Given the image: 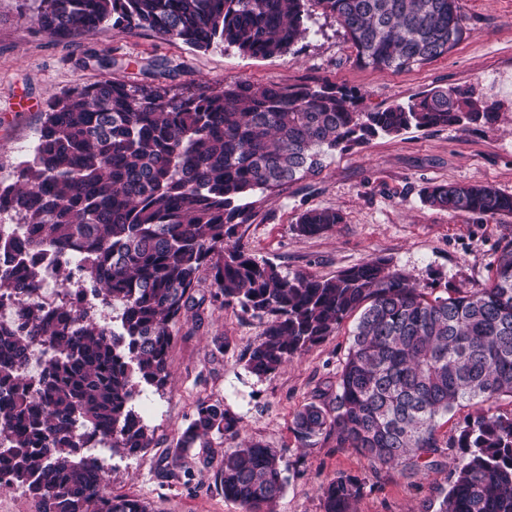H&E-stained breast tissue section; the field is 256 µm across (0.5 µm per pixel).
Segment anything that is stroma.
I'll return each mask as SVG.
<instances>
[{"label":"stroma","mask_w":512,"mask_h":512,"mask_svg":"<svg viewBox=\"0 0 512 512\" xmlns=\"http://www.w3.org/2000/svg\"><path fill=\"white\" fill-rule=\"evenodd\" d=\"M460 4L468 29L463 41L424 66L395 71L357 64L343 30L317 7L306 22L309 34L292 53L261 58L221 46L195 50L145 29H106L61 40L34 22L37 0H0V183L14 182L19 150L36 140L54 97L106 77L132 88L150 83L141 67L155 58L168 60L173 74L164 83L185 97L239 79L263 85L328 81L362 95L363 109L374 110L434 89L470 87L496 104L495 122L412 129L334 153L318 176L264 204L236 235L286 275L302 271L329 278L382 258L436 295L484 287L498 245L512 238V216L451 213L422 201L425 187L447 183H487L512 195V0ZM94 56L116 64L100 70L90 63ZM328 207L342 213V224L320 235H298L295 224L304 211ZM354 325L347 318L331 336L259 378L245 367L263 331L259 319L209 303L186 313L174 328L168 384L145 388L136 401L154 442L135 455L110 456L113 494L140 497L154 512H241L214 478L223 437L171 459L199 401L212 398L238 418L241 437L276 449L288 462L276 512H323L318 485L340 474L366 484L358 512H425L444 473H429L413 488L398 471L374 474L366 460L334 440L305 446L297 437L296 413L316 390L335 383Z\"/></svg>","instance_id":"35a3bbf8"}]
</instances>
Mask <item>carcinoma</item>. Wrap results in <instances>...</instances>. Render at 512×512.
Returning a JSON list of instances; mask_svg holds the SVG:
<instances>
[{"mask_svg": "<svg viewBox=\"0 0 512 512\" xmlns=\"http://www.w3.org/2000/svg\"><path fill=\"white\" fill-rule=\"evenodd\" d=\"M312 4L334 19L375 69L410 70L436 60L466 34L459 0H40L34 20L50 36L144 28L197 49L224 44L253 57L288 54L309 32ZM360 96L328 83L260 85L236 80L182 98L160 86L134 90L104 78L49 104L31 159L0 187V208L23 225L0 237V293L23 325H0V486L22 485L39 512H151L147 501L106 491L105 471L78 431L108 437L114 454L149 448L135 410L142 386L163 388L173 327L196 305L201 271L224 308L265 320L246 369L275 373L359 312L336 388L295 417L303 443L333 439L374 471L399 469L417 487L448 467L435 512H512V240L499 244L484 288L433 295L382 258L332 278L282 274L235 240L257 214V194L281 193L320 174L333 152L379 135L496 118L473 90L438 89L406 104L363 111ZM430 207L512 215V196L490 184L428 186ZM331 208L302 213L296 230L342 223ZM87 252L83 277L112 299L107 330L86 312L36 302L51 247ZM47 347L40 377L25 376L29 345ZM474 412L441 442L439 420ZM211 435L224 449L215 480L242 512H275L288 464L275 449L236 443L223 401L203 400L176 440V454ZM323 512H357L364 484L340 474L319 487Z\"/></svg>", "mask_w": 512, "mask_h": 512, "instance_id": "cac0c4a2", "label": "carcinoma"}]
</instances>
